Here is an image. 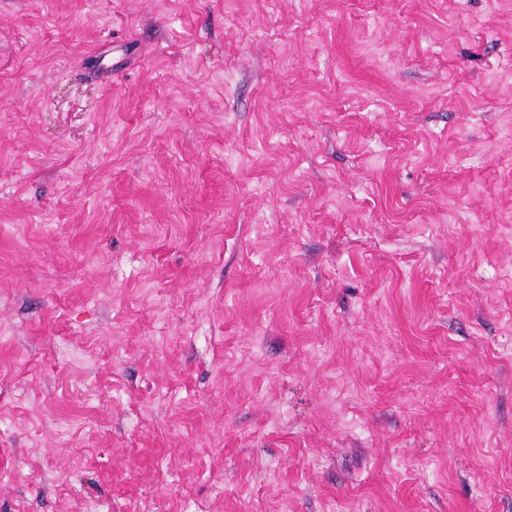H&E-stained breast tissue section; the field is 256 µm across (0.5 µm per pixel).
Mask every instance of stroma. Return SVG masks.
<instances>
[{
    "label": "stroma",
    "mask_w": 512,
    "mask_h": 512,
    "mask_svg": "<svg viewBox=\"0 0 512 512\" xmlns=\"http://www.w3.org/2000/svg\"><path fill=\"white\" fill-rule=\"evenodd\" d=\"M512 0H0V512H512Z\"/></svg>",
    "instance_id": "1"
}]
</instances>
